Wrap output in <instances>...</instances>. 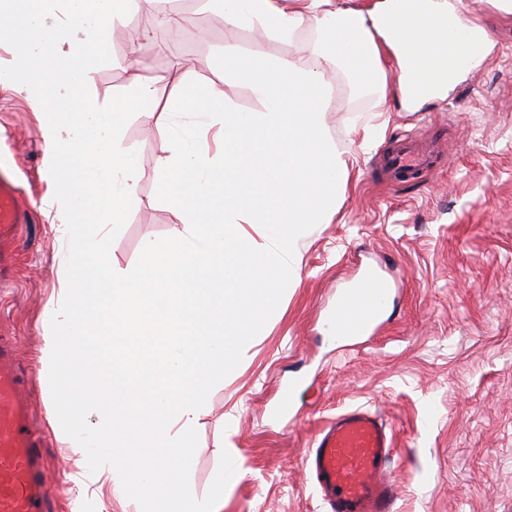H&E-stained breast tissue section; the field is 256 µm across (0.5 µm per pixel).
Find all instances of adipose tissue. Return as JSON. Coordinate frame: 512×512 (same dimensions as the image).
<instances>
[{
  "mask_svg": "<svg viewBox=\"0 0 512 512\" xmlns=\"http://www.w3.org/2000/svg\"><path fill=\"white\" fill-rule=\"evenodd\" d=\"M47 0H0V37L15 66L0 69V84L23 89L49 116L44 128L46 177L56 206L68 212L65 286L47 311L42 375L51 404L81 409L65 438L95 444L130 423L154 428L163 440L159 469L140 476L153 494L163 477L167 512H222L224 476L216 474L206 500L189 502L183 473L186 439L214 385L224 377L227 351H238L262 312L271 308L291 269V246L303 226L325 223L339 196L347 163L323 136L333 94L325 71L341 62L368 85L381 61H396L407 80L417 46L441 55L444 37L430 29L398 31L406 10L455 15L456 0H219L224 25L257 23L290 40L312 27L311 57L285 61L224 48V68L248 79L260 112H237L216 99H197V134L160 141L163 169L175 184L184 214L180 236L146 242V271L112 269L102 241L89 227L118 223L134 193L137 170L119 144L120 109L85 105L94 59L107 50L116 0H66L63 18L45 25ZM83 38L66 43L67 32ZM273 231L276 247L244 236L243 225ZM111 333V351L97 339ZM70 390L53 386L59 370Z\"/></svg>",
  "mask_w": 512,
  "mask_h": 512,
  "instance_id": "1",
  "label": "adipose tissue"
}]
</instances>
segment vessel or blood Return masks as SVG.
Here are the masks:
<instances>
[{
    "label": "vessel or blood",
    "instance_id": "1",
    "mask_svg": "<svg viewBox=\"0 0 512 512\" xmlns=\"http://www.w3.org/2000/svg\"><path fill=\"white\" fill-rule=\"evenodd\" d=\"M396 24L410 31L425 26L445 32L454 19L401 15ZM439 69L426 52H419L408 91L424 93ZM428 156L412 145L391 150L386 167L407 174L423 172ZM37 201L25 195L17 181L0 172V279L9 275L13 247L31 222ZM390 288L373 269L336 295V339L345 342L375 333ZM29 379L15 359V340L0 336V512H50L56 489L52 468L42 453L44 439L37 428L28 396ZM393 438L378 418L364 408L337 415L310 448L308 472L327 512H395L397 487L392 478Z\"/></svg>",
    "mask_w": 512,
    "mask_h": 512
}]
</instances>
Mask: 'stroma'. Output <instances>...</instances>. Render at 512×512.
<instances>
[{
  "label": "stroma",
  "instance_id": "1",
  "mask_svg": "<svg viewBox=\"0 0 512 512\" xmlns=\"http://www.w3.org/2000/svg\"><path fill=\"white\" fill-rule=\"evenodd\" d=\"M462 4L486 54L464 62L445 99L403 108L388 58L380 85H355L339 69L330 74L335 110L324 132L348 160L345 189L327 223L310 225L294 242L293 271L276 307L262 314L198 417L185 471L191 498L209 496L215 474L232 466L224 512H325L307 450L336 415L362 406L392 429L398 512H512V14L495 0ZM211 13L205 0H194L180 11L179 36L167 40L153 35L156 18L130 2L95 62L86 97L99 108L125 106L121 141L138 169L135 200L106 237L122 273L143 272L145 239L163 242L183 231L158 143L194 133L186 100L209 93L238 112L262 109L248 80L225 73V44L283 60L310 56L315 45L309 30L282 41L247 26L193 39V27ZM134 50L145 63L139 71L128 64ZM140 79L153 86L149 121L133 100ZM44 122L25 93L0 85V129L9 132L0 138V169L13 170L39 203L0 287V329L17 338L47 425L44 312L60 295L70 217L57 210L43 176ZM398 138L425 144L430 169L389 178L379 153ZM367 264L393 284L386 322L342 348L331 333L336 292ZM293 377L304 384L283 420L273 407ZM132 437L127 482L117 489L97 470L111 447L76 452L51 434L58 512H162L160 498L146 499L138 483L154 461L142 447L149 432L136 428Z\"/></svg>",
  "mask_w": 512,
  "mask_h": 512
}]
</instances>
